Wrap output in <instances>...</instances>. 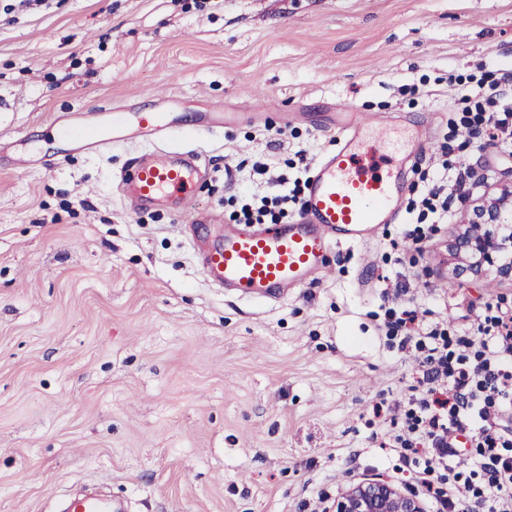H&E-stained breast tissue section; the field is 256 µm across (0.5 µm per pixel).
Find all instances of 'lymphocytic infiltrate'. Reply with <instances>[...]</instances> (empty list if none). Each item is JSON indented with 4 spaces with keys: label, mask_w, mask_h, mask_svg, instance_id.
Returning <instances> with one entry per match:
<instances>
[{
    "label": "lymphocytic infiltrate",
    "mask_w": 512,
    "mask_h": 512,
    "mask_svg": "<svg viewBox=\"0 0 512 512\" xmlns=\"http://www.w3.org/2000/svg\"><path fill=\"white\" fill-rule=\"evenodd\" d=\"M458 104L448 117L441 155L445 179L415 167V195L406 210L417 223L448 216L453 198H464L467 173L451 159L460 137L488 138L512 150V71L454 75ZM309 169L294 179L278 176L281 190L240 197L230 219L237 224H284L302 205ZM403 345L415 358L416 383L396 405L401 418L391 447L401 469L433 512H512V309L503 298L487 303L475 336L443 323L396 314Z\"/></svg>",
    "instance_id": "f902f5d3"
}]
</instances>
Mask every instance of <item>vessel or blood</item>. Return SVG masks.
<instances>
[{
    "label": "vessel or blood",
    "instance_id": "b4317fda",
    "mask_svg": "<svg viewBox=\"0 0 512 512\" xmlns=\"http://www.w3.org/2000/svg\"><path fill=\"white\" fill-rule=\"evenodd\" d=\"M135 128L142 141L163 145L176 126L156 110L116 112L109 129L79 138L81 150L96 153L126 142ZM336 147L322 156L309 175L302 210L288 224H270L257 231L239 225L223 228V243L200 254L211 284L242 294L273 299L306 287L326 267L328 253L344 245L370 242L378 225L390 223L407 187L415 153L425 152L427 134L401 143L385 123L359 113L335 128ZM201 147L158 160L150 154L133 157L131 170L119 181L120 194L132 208L177 199L182 212L192 210L202 175ZM119 504L100 498L71 500L68 512H119Z\"/></svg>",
    "mask_w": 512,
    "mask_h": 512
}]
</instances>
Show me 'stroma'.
<instances>
[{
	"instance_id": "1",
	"label": "stroma",
	"mask_w": 512,
	"mask_h": 512,
	"mask_svg": "<svg viewBox=\"0 0 512 512\" xmlns=\"http://www.w3.org/2000/svg\"><path fill=\"white\" fill-rule=\"evenodd\" d=\"M512 67V0H42L0 10V512H57L101 485L130 512H304L315 490L365 477L401 484L378 437L414 385L383 327L409 306L465 330L512 302L495 268L461 276L449 250L474 203L512 181V158L472 140L456 159L486 175L453 219L412 243L406 220L332 250L331 273L277 301L206 282L166 207L129 210L116 189L133 141L103 154L55 142L63 160L17 169L50 126L97 108L167 98L190 145L212 112L267 105L293 116L202 132L209 175L194 209L333 147L347 109L426 126L437 169L452 73ZM220 223L198 233L215 245Z\"/></svg>"
}]
</instances>
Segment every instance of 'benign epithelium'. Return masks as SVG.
Segmentation results:
<instances>
[{"instance_id": "7a95c632", "label": "benign epithelium", "mask_w": 512, "mask_h": 512, "mask_svg": "<svg viewBox=\"0 0 512 512\" xmlns=\"http://www.w3.org/2000/svg\"><path fill=\"white\" fill-rule=\"evenodd\" d=\"M474 225L450 242V250L466 260L460 274L477 275L484 265H498L512 280V183L476 203L468 218ZM333 512H424L417 495L388 481L364 478L336 496Z\"/></svg>"}]
</instances>
